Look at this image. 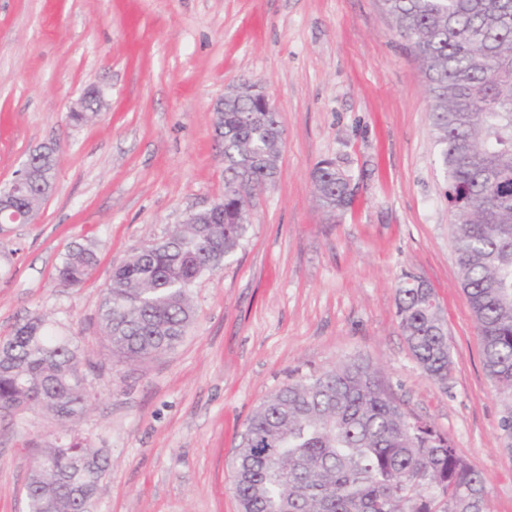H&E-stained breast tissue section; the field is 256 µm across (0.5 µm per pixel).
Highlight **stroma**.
Returning a JSON list of instances; mask_svg holds the SVG:
<instances>
[{
  "label": "stroma",
  "instance_id": "1",
  "mask_svg": "<svg viewBox=\"0 0 512 512\" xmlns=\"http://www.w3.org/2000/svg\"><path fill=\"white\" fill-rule=\"evenodd\" d=\"M244 81L279 112L277 178L255 195L235 255L192 286L182 342L113 361L98 328L112 270L223 199L211 108ZM90 90L98 116L71 123ZM429 113L421 65L380 0H0V186L57 147L34 222L0 224V337L37 312L80 337L95 401L74 433L111 459L98 512H239L233 463L259 402L357 357L487 476V512H512L500 428L512 400L481 363ZM323 159L355 192L335 219L314 195ZM86 241L98 246L91 277L59 287L57 267ZM406 272L442 306L447 384L423 373L399 327ZM58 434L40 410L0 423V512H26L28 448Z\"/></svg>",
  "mask_w": 512,
  "mask_h": 512
}]
</instances>
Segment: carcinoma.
Instances as JSON below:
<instances>
[{"instance_id": "carcinoma-1", "label": "carcinoma", "mask_w": 512, "mask_h": 512, "mask_svg": "<svg viewBox=\"0 0 512 512\" xmlns=\"http://www.w3.org/2000/svg\"><path fill=\"white\" fill-rule=\"evenodd\" d=\"M395 31L420 59L430 124L448 189L461 285L481 340L483 368L512 398V0H382ZM223 129L224 210L192 213L112 270L99 308L104 347L139 363L174 349L194 320L191 286L229 260L246 233L252 194L271 186L282 154L279 113L243 86L228 95ZM57 149L31 153L29 178L0 216L24 222L54 189ZM331 217L353 203L332 160L311 173ZM97 245L77 244L58 285L84 284ZM396 316L424 373L445 384L448 329L433 288L406 274ZM79 337L53 333L35 313L0 338V421L29 410L61 426L34 449L24 486L28 512H96L108 456L71 435L93 396L79 367ZM487 477L447 436L406 412L377 368L362 360L304 375L260 401L235 460L242 512H486Z\"/></svg>"}]
</instances>
